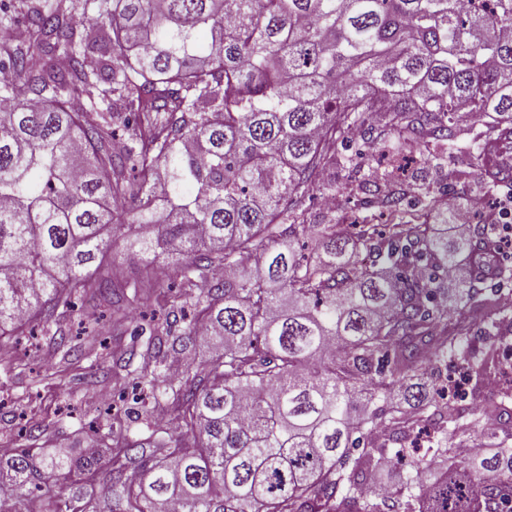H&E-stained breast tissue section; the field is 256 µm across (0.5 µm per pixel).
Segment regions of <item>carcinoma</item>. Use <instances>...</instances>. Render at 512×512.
<instances>
[{"mask_svg":"<svg viewBox=\"0 0 512 512\" xmlns=\"http://www.w3.org/2000/svg\"><path fill=\"white\" fill-rule=\"evenodd\" d=\"M7 0L0 3V336L53 311L116 296L94 277L119 238L181 278L189 329L211 341L203 374L143 375L178 421L112 440L122 476L96 472L53 512H512V407L488 398L452 414L436 396L448 364L478 377L473 321L495 336L512 269L499 235L414 184L365 178L381 223L309 224L305 198L332 192L336 146L377 131L424 162L455 144L454 116L481 115L477 141L512 132V0ZM67 65L35 75L30 60ZM376 126L365 128L370 118ZM465 266L448 300V272ZM159 367L180 336L153 326ZM493 417L499 431L483 429ZM482 427L481 450L458 434ZM408 459L393 489L372 475ZM27 448L0 453V483L29 502L58 471Z\"/></svg>","mask_w":512,"mask_h":512,"instance_id":"1","label":"carcinoma"}]
</instances>
